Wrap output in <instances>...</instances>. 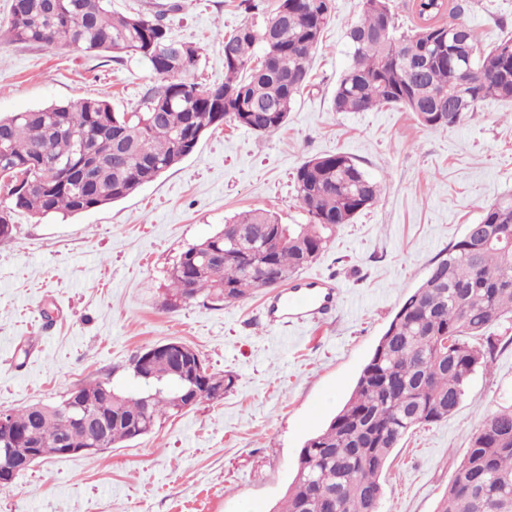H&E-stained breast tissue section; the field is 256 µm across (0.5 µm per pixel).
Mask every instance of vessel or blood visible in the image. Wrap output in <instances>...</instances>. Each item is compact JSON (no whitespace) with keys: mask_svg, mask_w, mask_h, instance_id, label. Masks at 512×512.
Returning <instances> with one entry per match:
<instances>
[{"mask_svg":"<svg viewBox=\"0 0 512 512\" xmlns=\"http://www.w3.org/2000/svg\"><path fill=\"white\" fill-rule=\"evenodd\" d=\"M339 296L333 279L313 276L289 284L270 300L267 312L272 321L283 324L293 319L318 320L336 307Z\"/></svg>","mask_w":512,"mask_h":512,"instance_id":"b4317fda","label":"vessel or blood"}]
</instances>
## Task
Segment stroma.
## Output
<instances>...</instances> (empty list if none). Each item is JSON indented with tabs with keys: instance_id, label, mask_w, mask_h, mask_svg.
I'll return each mask as SVG.
<instances>
[{
	"instance_id": "35a3bbf8",
	"label": "stroma",
	"mask_w": 512,
	"mask_h": 512,
	"mask_svg": "<svg viewBox=\"0 0 512 512\" xmlns=\"http://www.w3.org/2000/svg\"><path fill=\"white\" fill-rule=\"evenodd\" d=\"M174 2L112 0V9L161 15L171 38L200 47L194 80L222 83V36L246 17L239 0H184L181 10ZM359 2L334 0L311 82L279 130L219 126L134 195L67 220L14 212L13 234L0 241V411L58 403L94 380L138 391L133 356L171 339L192 346L210 371L232 373L234 386L140 439L39 463L0 494V512H246L252 504L270 512L304 443L349 397L429 262L512 196V101L486 100L447 130L424 128L395 107L335 111ZM458 20L488 46L512 36V0H467ZM158 83L136 56L0 42L2 116L97 96L129 112ZM336 152L382 191L304 270L338 279L331 317L269 324L264 288L243 302L168 307L167 270L225 219L262 208L282 223H306L296 171ZM510 404L512 346L476 371L448 419L413 430L394 449L381 512H436L471 433Z\"/></svg>"
}]
</instances>
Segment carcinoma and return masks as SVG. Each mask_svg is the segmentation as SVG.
Returning <instances> with one entry per match:
<instances>
[{"instance_id":"1","label":"carcinoma","mask_w":512,"mask_h":512,"mask_svg":"<svg viewBox=\"0 0 512 512\" xmlns=\"http://www.w3.org/2000/svg\"><path fill=\"white\" fill-rule=\"evenodd\" d=\"M247 18L223 36L224 82L192 79L200 48L169 37L162 19L112 11L109 0H13L0 37L48 48H76L146 59L160 84L138 108L116 112L103 97L0 117V181L10 205L0 208V239L11 237L12 214L41 220L73 217L120 201L155 181L229 120L256 134L281 128L310 80L313 53L323 39L333 0H241ZM362 19L350 26L351 64L336 84L337 112L386 106L413 113L429 129L454 127L488 99H512V38L485 51L475 32L445 15L461 0H412L417 23H396L390 0H361ZM26 174L30 186L17 185ZM295 190L308 223L283 224L268 210L235 215L224 227L183 251L168 271L175 306L202 296L239 302L260 288L286 283L311 265L343 224L378 198L381 186L350 156L336 152L304 162ZM481 234L464 233L432 260L420 285L395 312L363 367L350 398L301 449L282 504L270 512H381V474L409 431L438 423L459 406L480 367L492 364L504 338L488 332L512 318V248L486 245L489 233L512 235V198L485 209ZM144 389L124 393L83 383L70 396L101 414L111 445L153 432L190 400L179 363L153 357ZM223 385L203 387L206 400L224 396L231 374L210 373ZM160 392L152 400L149 394ZM9 440L19 448L37 437L41 459L85 446L87 432L59 406L11 411ZM437 512H512V405L488 417L470 437L466 457Z\"/></svg>"}]
</instances>
